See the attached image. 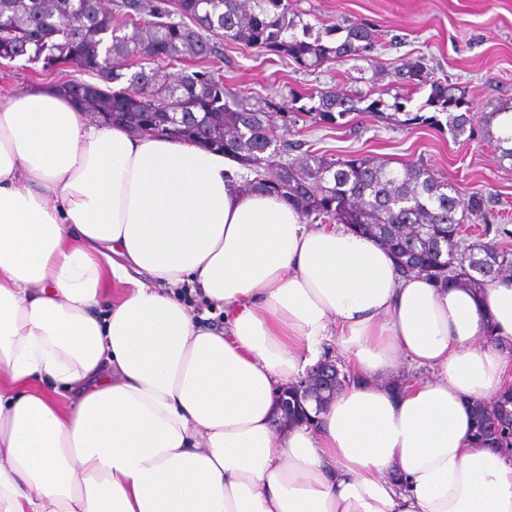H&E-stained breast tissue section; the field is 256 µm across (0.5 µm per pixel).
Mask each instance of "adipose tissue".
<instances>
[{"label": "adipose tissue", "instance_id": "adipose-tissue-1", "mask_svg": "<svg viewBox=\"0 0 512 512\" xmlns=\"http://www.w3.org/2000/svg\"><path fill=\"white\" fill-rule=\"evenodd\" d=\"M332 338L358 382L275 428ZM511 349L512 281L401 276L222 153L54 87L0 97V512H512V457L469 409Z\"/></svg>", "mask_w": 512, "mask_h": 512}]
</instances>
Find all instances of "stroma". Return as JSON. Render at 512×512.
<instances>
[{"instance_id":"stroma-1","label":"stroma","mask_w":512,"mask_h":512,"mask_svg":"<svg viewBox=\"0 0 512 512\" xmlns=\"http://www.w3.org/2000/svg\"><path fill=\"white\" fill-rule=\"evenodd\" d=\"M293 6L318 27L341 19L370 25L378 41L375 61L331 60L311 72L228 40L225 85L253 97L284 94L292 87L377 93L388 88L396 65L425 58L435 76L465 86L473 137L456 139L444 128L401 127L362 114L346 127L293 131L287 139L340 157L422 162L475 196L489 213V239L512 248V164L499 161L484 134L486 114L512 105V0H294ZM58 81L25 60L0 61L1 96Z\"/></svg>"}]
</instances>
